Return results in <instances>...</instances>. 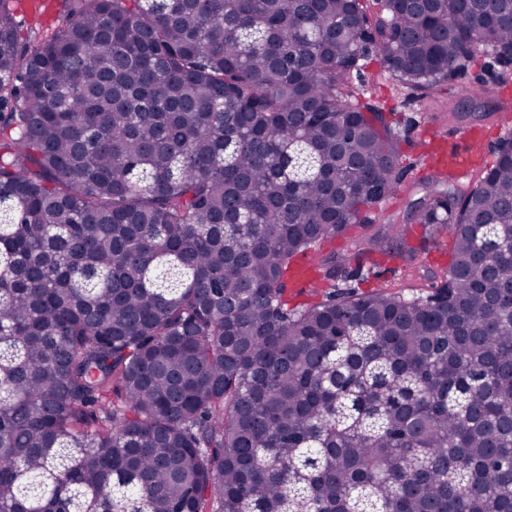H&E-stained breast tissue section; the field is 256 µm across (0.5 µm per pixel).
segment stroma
Here are the masks:
<instances>
[{
	"label": "stroma",
	"mask_w": 512,
	"mask_h": 512,
	"mask_svg": "<svg viewBox=\"0 0 512 512\" xmlns=\"http://www.w3.org/2000/svg\"><path fill=\"white\" fill-rule=\"evenodd\" d=\"M30 0H16V16L20 25V34L31 38L33 31L50 30L60 23L66 14L64 0H45L44 6L33 10ZM365 91L372 97L395 109L404 126L405 140L403 153L411 168L403 180L400 191L386 200L374 212L372 224L356 227V234H391L402 229L410 245L423 243L424 230L420 225H403L401 217L408 201L422 197L433 188L437 177L429 159L421 146L424 131L430 130L440 134L447 142H455V134L462 126L483 130L488 142H496L505 135L497 115L487 114L485 109H477L466 122L449 118L447 112L438 107L429 106L421 100H413L398 93L394 81L381 75L377 60H369L364 69ZM425 251L420 252L410 263L392 261L379 268L376 276L367 281L368 287L384 286L394 291L428 290L434 278L442 276L448 264V239L436 238L425 243Z\"/></svg>",
	"instance_id": "1"
}]
</instances>
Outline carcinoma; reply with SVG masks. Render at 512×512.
Wrapping results in <instances>:
<instances>
[{
    "label": "carcinoma",
    "instance_id": "obj_1",
    "mask_svg": "<svg viewBox=\"0 0 512 512\" xmlns=\"http://www.w3.org/2000/svg\"><path fill=\"white\" fill-rule=\"evenodd\" d=\"M72 2L0 0V512H512L511 134L412 206L441 286L286 299L410 169L364 61L431 97L512 0ZM33 0H18L14 1L16 7V16L20 25V35L23 38L30 39V46L37 45V42L32 38V32L51 30L58 23H60L67 13L65 8V0H43L45 6H41L37 10H32L27 7V4L33 3ZM36 22H33V19Z\"/></svg>",
    "mask_w": 512,
    "mask_h": 512
}]
</instances>
